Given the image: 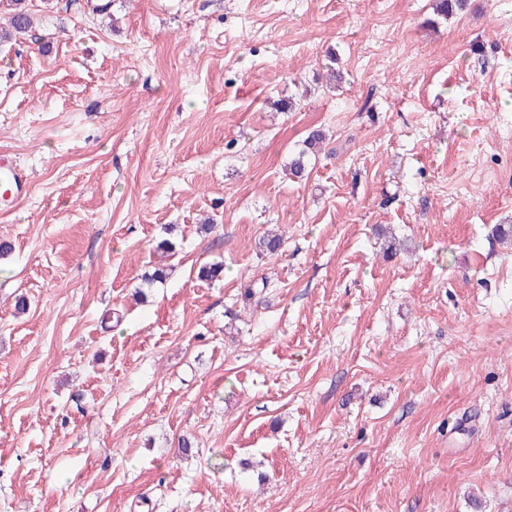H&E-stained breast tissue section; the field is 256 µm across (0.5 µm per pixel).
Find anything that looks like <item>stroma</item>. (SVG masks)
Here are the masks:
<instances>
[{
    "instance_id": "35a3bbf8",
    "label": "stroma",
    "mask_w": 512,
    "mask_h": 512,
    "mask_svg": "<svg viewBox=\"0 0 512 512\" xmlns=\"http://www.w3.org/2000/svg\"><path fill=\"white\" fill-rule=\"evenodd\" d=\"M433 2L27 0L0 512H512V0ZM322 134L320 131H313L305 140V148L291 156L289 171L295 177H301L311 162V154L314 155V148L320 142Z\"/></svg>"
}]
</instances>
